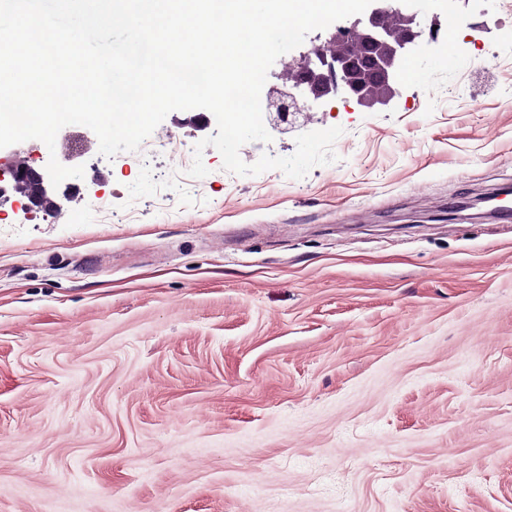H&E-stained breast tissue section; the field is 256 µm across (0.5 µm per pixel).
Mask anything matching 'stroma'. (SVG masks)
Wrapping results in <instances>:
<instances>
[{
	"label": "stroma",
	"instance_id": "35a3bbf8",
	"mask_svg": "<svg viewBox=\"0 0 512 512\" xmlns=\"http://www.w3.org/2000/svg\"><path fill=\"white\" fill-rule=\"evenodd\" d=\"M422 0L436 42L389 105L309 101L241 159L342 127L301 179L208 173L174 111L154 173L83 166L66 221L0 197V512H512V13ZM456 28H449V18Z\"/></svg>",
	"mask_w": 512,
	"mask_h": 512
}]
</instances>
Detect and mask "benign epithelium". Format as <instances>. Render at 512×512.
I'll return each instance as SVG.
<instances>
[{"label":"benign epithelium","instance_id":"obj_1","mask_svg":"<svg viewBox=\"0 0 512 512\" xmlns=\"http://www.w3.org/2000/svg\"><path fill=\"white\" fill-rule=\"evenodd\" d=\"M423 35L414 0H373L363 15L332 23L325 41L292 58L281 86L267 93L265 111L280 124L297 117L304 108L292 90L299 88L315 100L343 95L367 108L385 105L400 92L403 56L421 47ZM7 191L28 213L58 212L69 199L16 151L0 159V194Z\"/></svg>","mask_w":512,"mask_h":512}]
</instances>
